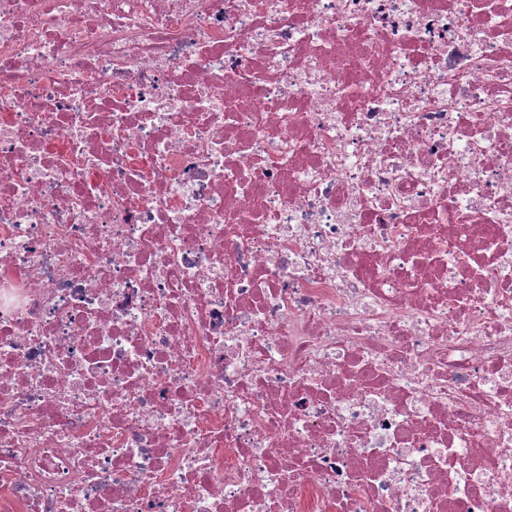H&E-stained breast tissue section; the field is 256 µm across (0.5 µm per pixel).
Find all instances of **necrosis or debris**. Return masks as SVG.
<instances>
[{"instance_id":"4bbe7bcc","label":"necrosis or debris","mask_w":512,"mask_h":512,"mask_svg":"<svg viewBox=\"0 0 512 512\" xmlns=\"http://www.w3.org/2000/svg\"><path fill=\"white\" fill-rule=\"evenodd\" d=\"M0 512H512V0H0Z\"/></svg>"}]
</instances>
